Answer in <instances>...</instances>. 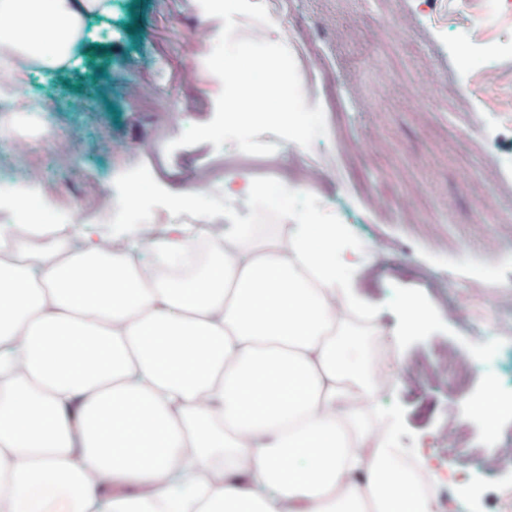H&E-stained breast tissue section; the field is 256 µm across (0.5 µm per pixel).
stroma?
<instances>
[{
  "instance_id": "1",
  "label": "stroma",
  "mask_w": 512,
  "mask_h": 512,
  "mask_svg": "<svg viewBox=\"0 0 512 512\" xmlns=\"http://www.w3.org/2000/svg\"><path fill=\"white\" fill-rule=\"evenodd\" d=\"M272 26L238 16L237 37L293 45L301 31L322 47L345 79L347 110L340 132L310 148L266 132L275 145L271 173H307L311 206L336 221L378 261L360 287L387 309L392 293L416 297L426 326L408 337L400 359L404 384L380 393L399 427L398 445L430 453L448 474L482 481L487 512H498L512 467V415L498 417V440L473 420L472 397L485 387L476 342L512 344V53L492 70L461 77L448 50L454 31L477 40L512 41V21L462 0H265ZM221 19L198 0H112L109 34L81 43L75 65L20 75L15 95L61 134L56 162L39 148L16 158L0 140L14 185L36 180L50 206L69 223L280 224L281 212L228 206L210 167L237 154L203 142L168 151L187 125L209 122L221 92L205 60ZM152 177L138 215L110 209L125 177ZM204 185V194L188 191ZM472 371L469 393L437 365L449 359Z\"/></svg>"
}]
</instances>
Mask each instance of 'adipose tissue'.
<instances>
[{
	"mask_svg": "<svg viewBox=\"0 0 512 512\" xmlns=\"http://www.w3.org/2000/svg\"><path fill=\"white\" fill-rule=\"evenodd\" d=\"M110 0H0V46L52 65ZM375 264L339 225L0 237V512H440L378 416L399 382Z\"/></svg>",
	"mask_w": 512,
	"mask_h": 512,
	"instance_id": "adipose-tissue-1",
	"label": "adipose tissue"
}]
</instances>
